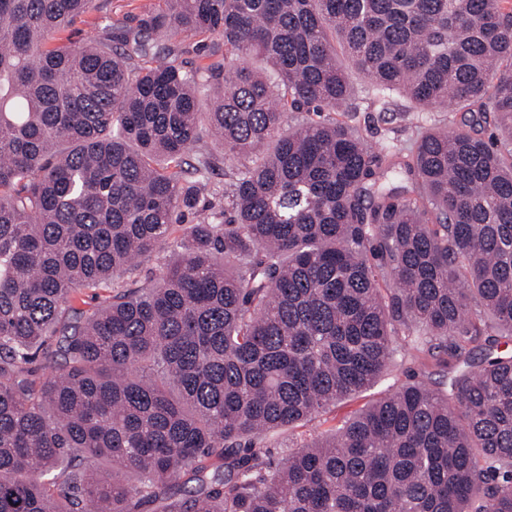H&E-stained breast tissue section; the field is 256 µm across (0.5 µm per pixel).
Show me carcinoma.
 Returning <instances> with one entry per match:
<instances>
[{
    "label": "carcinoma",
    "instance_id": "obj_1",
    "mask_svg": "<svg viewBox=\"0 0 512 512\" xmlns=\"http://www.w3.org/2000/svg\"><path fill=\"white\" fill-rule=\"evenodd\" d=\"M506 3L0 0V512H512ZM339 46L468 128L373 154ZM158 0H101L96 2L103 5L101 12H94V15H104L105 13L112 16V21L122 20L128 14L138 13L142 8H148L157 3ZM413 363H406L392 369L390 375L378 383L371 391L364 393L362 397L344 401L331 407V409L317 420L305 426L285 429L271 434L266 440L268 455L275 463L282 461L288 454V442L296 441L306 437L329 434L338 426L341 421L349 417L353 412L361 408L370 398L377 397L379 392H385L389 388L396 389L408 382L411 369L415 368Z\"/></svg>",
    "mask_w": 512,
    "mask_h": 512
}]
</instances>
